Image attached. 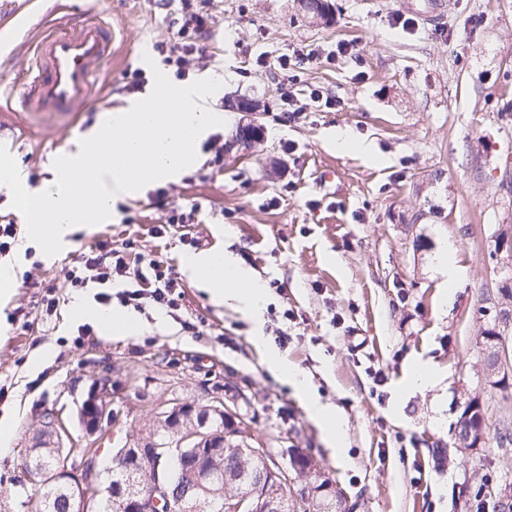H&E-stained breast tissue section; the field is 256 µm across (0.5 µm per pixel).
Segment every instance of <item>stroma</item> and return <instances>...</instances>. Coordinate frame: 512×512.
I'll list each match as a JSON object with an SVG mask.
<instances>
[{
  "instance_id": "obj_1",
  "label": "stroma",
  "mask_w": 512,
  "mask_h": 512,
  "mask_svg": "<svg viewBox=\"0 0 512 512\" xmlns=\"http://www.w3.org/2000/svg\"><path fill=\"white\" fill-rule=\"evenodd\" d=\"M74 10L100 16L116 37L112 59L93 99L75 120L0 111V144L37 191L54 176L53 162L105 112L123 106L128 70L144 67L154 43L174 42V0H67ZM330 22L301 11L297 0H212L215 23L204 54L192 55V76L224 74L214 107L225 116L218 131L224 168L210 171L200 149L185 175L166 183L178 204L202 203L192 225L199 252L250 253L246 267L267 288L262 326L232 303L215 302L198 282L181 276L186 308L179 317L152 306L132 311L134 329L121 338L82 322L75 299L94 291L63 288L64 268L100 239L132 241L180 267L194 248L181 227L161 239L164 221L149 193L119 203L118 219L78 230L52 257L40 247L12 249L8 260L29 288L0 292V416L14 413L16 430L0 457V512H27L39 485L25 467L42 415L59 413L79 434L77 406L93 379L112 380V406L124 430L141 434L161 398L210 397L237 403L248 439L275 453L298 449L314 457L323 477L344 498L337 512H471L452 493L491 481L485 512H512V362L496 386L484 383L480 336L512 298L496 256L498 236L512 228V0H328ZM413 24L396 25L394 13ZM47 22H27L0 53V78L18 80L32 63L33 44ZM358 54L328 61L339 43ZM314 50L292 87L303 114L289 119L280 74L259 66L268 53ZM336 100L325 109L309 89ZM264 103L261 141L235 146L241 115L232 101ZM370 143L371 154L338 150L337 129ZM456 244L455 262L467 276L444 302L434 254L440 241ZM56 294L60 314L45 316L44 297ZM293 310L295 321L275 319ZM198 322L185 329L184 319ZM286 331L283 358L300 369L321 403L347 423L343 460L327 448L303 401L268 372L253 343L255 332L274 339ZM48 358L31 368L41 351ZM430 363L444 374L434 388L405 390L413 366ZM485 408L480 448L440 458L464 395ZM446 426H438V419Z\"/></svg>"
}]
</instances>
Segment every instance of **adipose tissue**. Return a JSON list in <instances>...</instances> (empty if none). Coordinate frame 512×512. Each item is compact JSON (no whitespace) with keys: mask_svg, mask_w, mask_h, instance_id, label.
I'll list each match as a JSON object with an SVG mask.
<instances>
[{"mask_svg":"<svg viewBox=\"0 0 512 512\" xmlns=\"http://www.w3.org/2000/svg\"><path fill=\"white\" fill-rule=\"evenodd\" d=\"M182 268L187 276L202 284L212 298L233 302L247 318H261L265 308L264 285L242 268L232 253L224 251L190 255L184 258ZM253 342L270 370L303 398L308 412L323 432L328 448L333 453H341L345 444L343 416L321 404L313 396L302 371L289 366L270 348L263 336H254Z\"/></svg>","mask_w":512,"mask_h":512,"instance_id":"1","label":"adipose tissue"}]
</instances>
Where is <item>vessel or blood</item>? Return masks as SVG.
Listing matches in <instances>:
<instances>
[{"mask_svg":"<svg viewBox=\"0 0 512 512\" xmlns=\"http://www.w3.org/2000/svg\"><path fill=\"white\" fill-rule=\"evenodd\" d=\"M115 33L90 18L63 25L38 44L26 79L18 81L17 111L69 116L89 102L112 57Z\"/></svg>","mask_w":512,"mask_h":512,"instance_id":"1","label":"vessel or blood"}]
</instances>
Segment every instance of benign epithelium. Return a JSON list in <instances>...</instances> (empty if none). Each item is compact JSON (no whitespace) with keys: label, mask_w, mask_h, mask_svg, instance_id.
Returning <instances> with one entry per match:
<instances>
[{"label":"benign epithelium","mask_w":512,"mask_h":512,"mask_svg":"<svg viewBox=\"0 0 512 512\" xmlns=\"http://www.w3.org/2000/svg\"><path fill=\"white\" fill-rule=\"evenodd\" d=\"M236 111L244 113L239 128L255 129L252 116L265 111V105L257 100H245L236 105ZM112 412V380L108 376L96 379L83 396L78 409V423L83 435L74 440L62 419L56 413L46 414L37 432L35 447L47 443L59 448V465L50 472H40L37 477L44 483L64 481L84 490L77 504L78 512H92L99 489L98 458L100 452L87 455L79 463L71 462L72 456H64V444L76 448L78 443H87L96 449L101 444L100 433L108 413ZM222 418L226 427L215 426ZM154 419L161 422L176 437L174 446L163 448L151 436L130 434L116 452V460L131 476L146 467L156 466L164 456L175 466V473L187 475L189 500L213 494L214 469L212 460L224 454V448L232 446L238 450V467L224 471V482L247 485L251 492L224 498V512H302L314 494V484L309 482L294 488V468L277 461L274 454L263 445L247 440L248 421L237 406L222 401L202 404L197 401L158 403ZM475 426L468 428L461 443H474L479 447L484 438L485 421L474 419ZM260 458L263 464L255 468L249 460ZM117 512H164L167 496L145 494L137 489L133 480L112 493Z\"/></svg>","instance_id":"1"}]
</instances>
